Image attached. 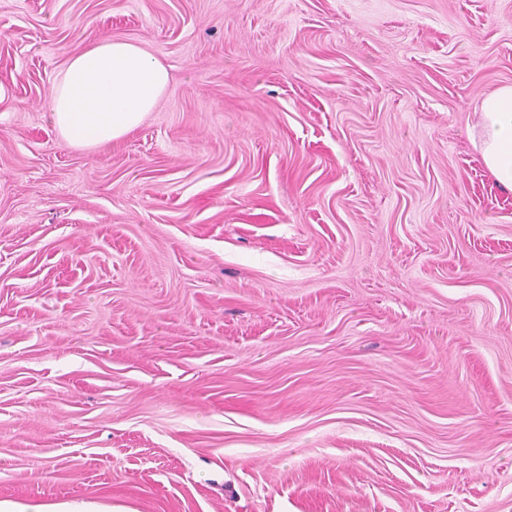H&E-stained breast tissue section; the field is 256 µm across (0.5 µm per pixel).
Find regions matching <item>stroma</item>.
<instances>
[{
    "mask_svg": "<svg viewBox=\"0 0 512 512\" xmlns=\"http://www.w3.org/2000/svg\"><path fill=\"white\" fill-rule=\"evenodd\" d=\"M169 71L100 149L105 39ZM512 0H0V501L512 512ZM168 80L165 66L138 44L95 43L67 60L52 86L49 120L69 146L102 147L143 123ZM469 138L498 187L512 192V85L486 94Z\"/></svg>",
    "mask_w": 512,
    "mask_h": 512,
    "instance_id": "1",
    "label": "stroma"
}]
</instances>
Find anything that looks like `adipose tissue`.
<instances>
[{"mask_svg": "<svg viewBox=\"0 0 512 512\" xmlns=\"http://www.w3.org/2000/svg\"><path fill=\"white\" fill-rule=\"evenodd\" d=\"M168 80L165 66L138 44L95 43L67 60L52 86L49 120L69 146L102 147L143 123ZM469 138L497 186L512 192V85L482 98Z\"/></svg>", "mask_w": 512, "mask_h": 512, "instance_id": "obj_1", "label": "adipose tissue"}]
</instances>
